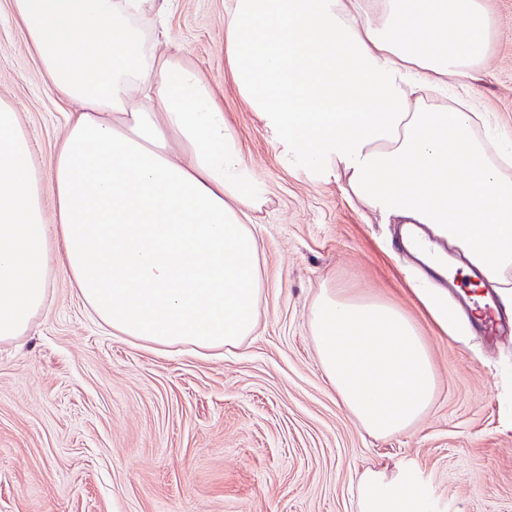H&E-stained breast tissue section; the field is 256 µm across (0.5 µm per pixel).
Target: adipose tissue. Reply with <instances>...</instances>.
Listing matches in <instances>:
<instances>
[{
	"instance_id": "1",
	"label": "adipose tissue",
	"mask_w": 512,
	"mask_h": 512,
	"mask_svg": "<svg viewBox=\"0 0 512 512\" xmlns=\"http://www.w3.org/2000/svg\"><path fill=\"white\" fill-rule=\"evenodd\" d=\"M149 8L160 55L135 23ZM173 8L10 0L42 74L76 108L40 169L0 98L1 342L29 331L58 247L79 297L114 333L203 349L254 333L255 199L223 106L181 61ZM495 33L484 0H228L224 54L239 94L306 165L334 168L356 201L426 225L501 283L512 271V157L491 151L468 98H424L474 74ZM357 494L359 512H428L402 473L370 472Z\"/></svg>"
}]
</instances>
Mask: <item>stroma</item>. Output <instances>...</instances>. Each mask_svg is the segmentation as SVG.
<instances>
[{"label":"stroma","mask_w":512,"mask_h":512,"mask_svg":"<svg viewBox=\"0 0 512 512\" xmlns=\"http://www.w3.org/2000/svg\"><path fill=\"white\" fill-rule=\"evenodd\" d=\"M226 0H177L169 22L219 95L255 197L259 328L236 348L157 346L113 335L54 264L28 336L0 342V512H358L371 470L407 471L429 512H512V338L462 319L444 332L430 306L450 300L396 260L397 225L313 170L240 96L224 57ZM493 51L471 90L512 143V0H487ZM0 98L14 104L38 166L62 102L0 0ZM389 301L419 327L437 391L405 433L368 434L322 371L308 326L321 289Z\"/></svg>","instance_id":"stroma-1"}]
</instances>
